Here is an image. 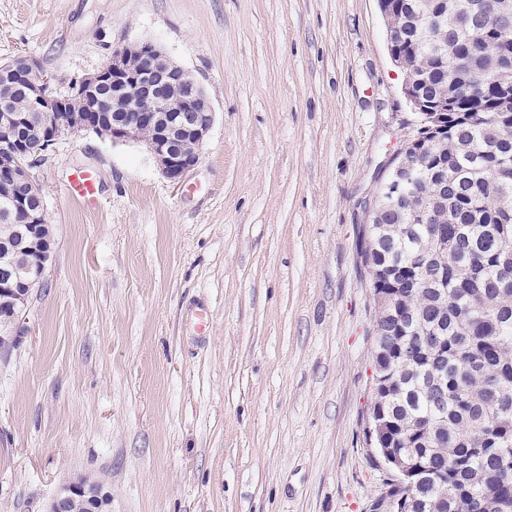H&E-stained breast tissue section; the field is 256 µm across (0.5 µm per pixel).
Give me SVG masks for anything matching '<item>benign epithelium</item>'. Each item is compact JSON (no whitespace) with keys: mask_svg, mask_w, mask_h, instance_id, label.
Listing matches in <instances>:
<instances>
[{"mask_svg":"<svg viewBox=\"0 0 512 512\" xmlns=\"http://www.w3.org/2000/svg\"><path fill=\"white\" fill-rule=\"evenodd\" d=\"M24 79L30 87L32 109L60 117L47 120L42 127V149L25 165L0 169V180L9 179L19 191L14 199L17 211L25 214L24 223H45V206L29 207V197L36 183L29 169L43 159L64 133L109 127L114 140H137L141 131L151 134L148 146L163 173L174 183L181 182L199 161V151L213 122L212 105L204 90L181 67L164 56L151 42H134L112 52L101 69L87 74L76 83L73 96L82 99L80 108H68L49 90L51 79L41 74L33 59L20 56L0 66V77ZM144 102L129 120H115L113 113L129 110ZM33 259L0 271V294H10L15 305L9 310L11 322L28 304L34 288L41 284L35 270L47 266L51 245L33 237ZM87 504L86 512H110L111 495L102 483L80 479L63 486L52 497L45 512H70L73 501Z\"/></svg>","mask_w":512,"mask_h":512,"instance_id":"benign-epithelium-1","label":"benign epithelium"}]
</instances>
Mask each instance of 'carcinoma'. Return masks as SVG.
<instances>
[{
	"label": "carcinoma",
	"instance_id": "1",
	"mask_svg": "<svg viewBox=\"0 0 512 512\" xmlns=\"http://www.w3.org/2000/svg\"><path fill=\"white\" fill-rule=\"evenodd\" d=\"M501 0H390L403 28L401 70L414 81L428 137L411 139L379 183L362 259L377 305L369 420L378 447L411 474L390 495L406 512H512V123L494 117ZM0 109L30 111L25 88ZM43 117L10 137L37 141ZM0 184V264L26 225Z\"/></svg>",
	"mask_w": 512,
	"mask_h": 512
}]
</instances>
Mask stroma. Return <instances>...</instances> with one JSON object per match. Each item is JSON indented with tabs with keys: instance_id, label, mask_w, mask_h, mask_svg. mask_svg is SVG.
I'll list each match as a JSON object with an SVG mask.
<instances>
[{
	"instance_id": "stroma-1",
	"label": "stroma",
	"mask_w": 512,
	"mask_h": 512,
	"mask_svg": "<svg viewBox=\"0 0 512 512\" xmlns=\"http://www.w3.org/2000/svg\"><path fill=\"white\" fill-rule=\"evenodd\" d=\"M146 41L213 125L178 184L91 131L32 169L53 240L0 354V512L80 477L112 512H369L362 234L419 126L378 0H0V62L32 55L59 95ZM66 194L87 206H94L98 201L100 187L96 173L89 169H74L65 183Z\"/></svg>"
}]
</instances>
